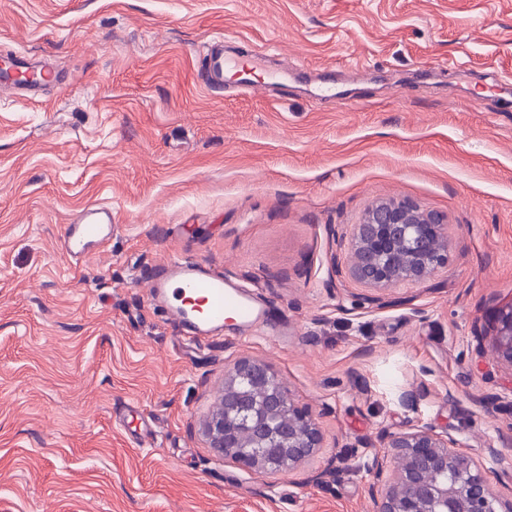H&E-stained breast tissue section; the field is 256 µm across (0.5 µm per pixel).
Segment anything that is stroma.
I'll return each mask as SVG.
<instances>
[{"mask_svg": "<svg viewBox=\"0 0 512 512\" xmlns=\"http://www.w3.org/2000/svg\"><path fill=\"white\" fill-rule=\"evenodd\" d=\"M218 35L263 93L194 81ZM17 55L63 83L0 90V512H375L379 436L417 426L512 497V365L491 355L512 304V0H0V63ZM391 199L445 217L449 258L377 307L345 254ZM91 204L115 231L77 264L60 241ZM172 257L253 287L267 318L189 341L151 298ZM241 357L315 413L305 469L209 448Z\"/></svg>", "mask_w": 512, "mask_h": 512, "instance_id": "obj_1", "label": "stroma"}]
</instances>
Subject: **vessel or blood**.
<instances>
[{"label": "vessel or blood", "instance_id": "vessel-or-blood-1", "mask_svg": "<svg viewBox=\"0 0 512 512\" xmlns=\"http://www.w3.org/2000/svg\"><path fill=\"white\" fill-rule=\"evenodd\" d=\"M224 63V42L219 39L204 50L195 72L197 83L211 92L223 91ZM111 233V208L93 206L69 225L62 247L73 258H85ZM152 288L155 298L169 303L173 316L194 338L221 334L228 319L249 328L260 317L258 303L247 292L199 262L170 260L157 269Z\"/></svg>", "mask_w": 512, "mask_h": 512}]
</instances>
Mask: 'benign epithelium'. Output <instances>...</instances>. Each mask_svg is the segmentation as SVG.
<instances>
[{
    "label": "benign epithelium",
    "instance_id": "7a95c632",
    "mask_svg": "<svg viewBox=\"0 0 512 512\" xmlns=\"http://www.w3.org/2000/svg\"><path fill=\"white\" fill-rule=\"evenodd\" d=\"M444 217L414 203L372 205L353 225L348 273L376 292L423 282L448 265ZM493 357L512 366V303L495 321ZM210 448L250 471H293L315 456L324 435L314 414L292 400L265 363L239 359L225 370L215 409L202 424ZM373 457L371 498L377 512H512L472 458L456 442L425 427L383 437Z\"/></svg>",
    "mask_w": 512,
    "mask_h": 512
}]
</instances>
